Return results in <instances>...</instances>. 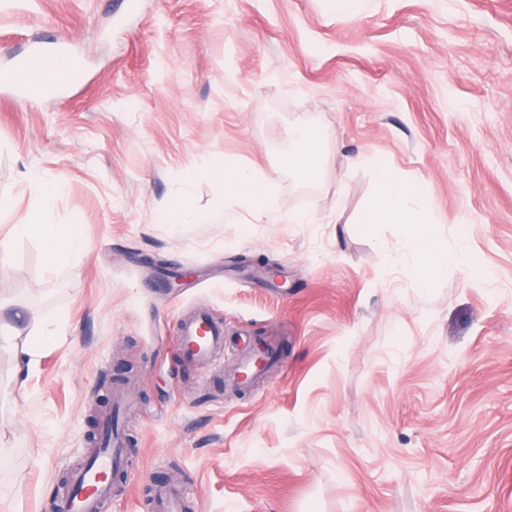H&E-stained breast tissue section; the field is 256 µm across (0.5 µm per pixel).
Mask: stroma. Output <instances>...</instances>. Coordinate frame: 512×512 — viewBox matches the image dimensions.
<instances>
[{
  "mask_svg": "<svg viewBox=\"0 0 512 512\" xmlns=\"http://www.w3.org/2000/svg\"><path fill=\"white\" fill-rule=\"evenodd\" d=\"M116 2L0 0V70L33 39L78 61L64 95L0 96V512H52L121 386L134 477L101 512H152L168 485L190 512H512V0L351 21L337 0H135L120 21ZM297 124L310 181L284 164ZM379 162L417 187L439 262L407 225L363 231ZM217 163L266 184V216ZM29 224L82 240L53 265ZM195 310L225 360L278 343L276 375L186 365ZM48 320L21 368L6 335ZM291 149L288 165L303 179L314 178L318 166L317 143L313 133L303 125L294 127L290 133Z\"/></svg>",
  "mask_w": 512,
  "mask_h": 512,
  "instance_id": "1",
  "label": "stroma"
}]
</instances>
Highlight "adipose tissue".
I'll return each instance as SVG.
<instances>
[{
    "instance_id": "obj_1",
    "label": "adipose tissue",
    "mask_w": 512,
    "mask_h": 512,
    "mask_svg": "<svg viewBox=\"0 0 512 512\" xmlns=\"http://www.w3.org/2000/svg\"><path fill=\"white\" fill-rule=\"evenodd\" d=\"M291 149L288 165L303 179H313L318 166L317 143L313 133L303 125L294 127L290 133ZM376 174L382 190L370 207L363 211L360 222L363 229H371L376 224H408L414 229L413 250L424 257L434 259L440 254L439 239L429 227L426 217L408 208L407 202L415 197V187L398 178L384 165H377ZM208 177L223 184L225 190L247 199L257 210H265L268 205L266 185L252 174L238 170L228 171L225 167L214 166L207 172Z\"/></svg>"
}]
</instances>
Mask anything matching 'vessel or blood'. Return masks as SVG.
<instances>
[{
  "instance_id": "vessel-or-blood-1",
  "label": "vessel or blood",
  "mask_w": 512,
  "mask_h": 512,
  "mask_svg": "<svg viewBox=\"0 0 512 512\" xmlns=\"http://www.w3.org/2000/svg\"><path fill=\"white\" fill-rule=\"evenodd\" d=\"M56 59L55 53L44 51L29 42L14 56L12 70L0 75L8 82L16 97L25 99L36 93H59L68 85L58 78L44 81L34 79L39 69H49ZM182 358L200 371L226 369L227 378L242 384L244 378L257 379L267 372L266 359L273 357L272 347H264V363H257V355L247 354L238 358L232 368L224 366V327L214 322L208 313L198 312L182 320L175 338ZM85 463L76 469L68 487L55 502L57 512H99L102 503L112 493V476L123 466V438L118 425L109 423L99 439L83 451ZM186 497L182 489L165 487L155 499L156 512H184Z\"/></svg>"
}]
</instances>
